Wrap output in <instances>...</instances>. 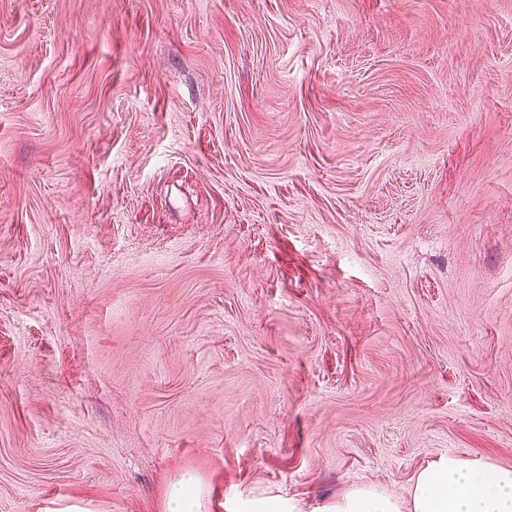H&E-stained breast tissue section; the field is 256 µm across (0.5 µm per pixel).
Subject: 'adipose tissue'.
<instances>
[{
  "label": "adipose tissue",
  "mask_w": 512,
  "mask_h": 512,
  "mask_svg": "<svg viewBox=\"0 0 512 512\" xmlns=\"http://www.w3.org/2000/svg\"><path fill=\"white\" fill-rule=\"evenodd\" d=\"M164 512H210L199 474L183 472L170 484ZM321 512H512V468L442 457L416 474L409 499L363 485Z\"/></svg>",
  "instance_id": "obj_1"
}]
</instances>
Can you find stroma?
<instances>
[{"label": "stroma", "mask_w": 512, "mask_h": 512, "mask_svg": "<svg viewBox=\"0 0 512 512\" xmlns=\"http://www.w3.org/2000/svg\"><path fill=\"white\" fill-rule=\"evenodd\" d=\"M448 455L512 468V0H0V512Z\"/></svg>", "instance_id": "1"}]
</instances>
